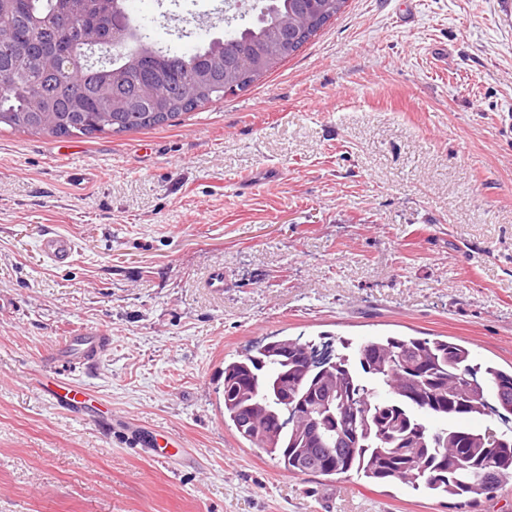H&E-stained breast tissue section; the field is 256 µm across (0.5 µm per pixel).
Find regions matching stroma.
<instances>
[{"instance_id": "obj_1", "label": "stroma", "mask_w": 512, "mask_h": 512, "mask_svg": "<svg viewBox=\"0 0 512 512\" xmlns=\"http://www.w3.org/2000/svg\"><path fill=\"white\" fill-rule=\"evenodd\" d=\"M243 12L128 9L179 53ZM49 232L74 238L69 265L41 253ZM84 329L110 345L67 376L78 411L41 380ZM386 336L512 366V0H348L280 68L172 124L0 132V512H453L288 474L224 424L225 361Z\"/></svg>"}]
</instances>
